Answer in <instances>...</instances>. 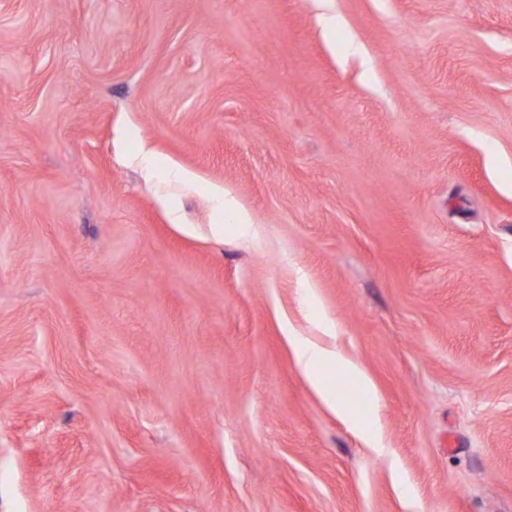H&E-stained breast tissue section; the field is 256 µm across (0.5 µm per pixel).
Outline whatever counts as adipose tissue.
<instances>
[{
    "instance_id": "ef3b65f1",
    "label": "adipose tissue",
    "mask_w": 512,
    "mask_h": 512,
    "mask_svg": "<svg viewBox=\"0 0 512 512\" xmlns=\"http://www.w3.org/2000/svg\"><path fill=\"white\" fill-rule=\"evenodd\" d=\"M294 361L308 384L319 392L328 406L370 444H377L378 432L373 417L353 416L346 395L333 394L328 384L332 373L337 371L359 374L360 368L339 351L327 348L306 337L290 339Z\"/></svg>"
}]
</instances>
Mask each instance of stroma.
<instances>
[{
  "label": "stroma",
  "instance_id": "obj_1",
  "mask_svg": "<svg viewBox=\"0 0 512 512\" xmlns=\"http://www.w3.org/2000/svg\"><path fill=\"white\" fill-rule=\"evenodd\" d=\"M329 5L0 0V512H512V0ZM294 356V361L308 384L319 392L328 406L359 435L372 445L378 444V432L372 416L354 417L349 408V400L345 394H333L328 384L330 374L342 371L359 376L363 379L365 388L370 389V383L352 360L344 357L337 349L327 348L317 341L306 337H288ZM379 452L386 448L374 447Z\"/></svg>",
  "mask_w": 512,
  "mask_h": 512
}]
</instances>
